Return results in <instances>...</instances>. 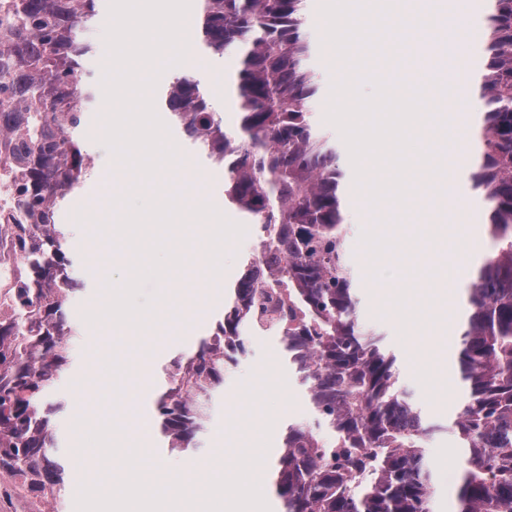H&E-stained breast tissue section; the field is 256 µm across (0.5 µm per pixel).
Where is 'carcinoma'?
<instances>
[{
    "label": "carcinoma",
    "instance_id": "cac0c4a2",
    "mask_svg": "<svg viewBox=\"0 0 512 512\" xmlns=\"http://www.w3.org/2000/svg\"><path fill=\"white\" fill-rule=\"evenodd\" d=\"M97 0H0V143L16 205L0 209L24 274L0 282V505L19 494L56 496L65 467L54 457L52 389L79 331L67 302L74 262L58 215L85 184L82 123L93 95L80 34ZM309 0H198L202 45L241 55L232 133L196 75L176 74L162 105L204 160L224 167V202L260 224L284 257L273 275L291 314L281 337L306 384L317 429L290 428L274 484L285 512H431L435 494L425 419L398 384L395 356L358 318L348 259L344 171L336 146L311 124L315 74L302 15ZM482 40L485 107L474 187L495 249L468 288L459 365L467 399L455 421L467 450L456 512H512V0H491ZM252 273L232 289L224 317L197 350L163 368L153 417L168 448L189 452L206 398L224 386V345L247 353Z\"/></svg>",
    "mask_w": 512,
    "mask_h": 512
}]
</instances>
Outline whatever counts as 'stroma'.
Listing matches in <instances>:
<instances>
[{
  "label": "stroma",
  "instance_id": "35a3bbf8",
  "mask_svg": "<svg viewBox=\"0 0 512 512\" xmlns=\"http://www.w3.org/2000/svg\"><path fill=\"white\" fill-rule=\"evenodd\" d=\"M320 4L321 0H312L304 15L312 46L310 65L318 76L311 122L337 146L346 170L349 188L344 214L359 316L364 325L382 334L383 347L396 358L400 385L428 419L440 426L427 448L436 489L432 512H455L464 451L457 446L454 421L464 391L454 363L458 328L469 307L463 289L443 287L440 279L452 271L469 278L474 265L463 242L475 241L482 253L494 248L485 203L472 187L471 177L477 171L475 146L462 142L456 147L457 157L467 165L458 179L460 200L447 201L432 184L415 183L406 206L386 200L371 207L365 192L354 184L346 143L326 119L332 83L344 69L323 43ZM487 11V6L476 5L475 0H434L431 26L417 29L398 53L373 66L388 80L424 88L432 113L424 122L428 134L435 131L439 118L451 127L480 123L479 115L451 111L450 99L452 93L463 90L468 74L489 61L480 39ZM238 66L234 54L203 53L193 29L187 33L182 65L165 69L157 87L165 89L180 69L192 70L214 111L232 128L238 116L230 109L225 87L232 84ZM94 93L96 101L86 113L84 128L91 175L59 213L60 223L70 228L67 248L76 257V275L84 282L67 304L69 319L80 327L82 338L69 353L66 377L54 389L55 398L66 405L54 427L58 458L68 470L60 512H101L98 478L108 470L113 485H121L130 458H155L172 471L191 473L220 452L224 455L220 470L230 484L238 473L239 458L252 448L265 449L264 462L252 474L250 491L244 495L229 492L228 499L236 503V512H282L271 478L277 450L289 425L311 426L315 420L306 387L289 365L278 337H249L248 354L225 373L224 388L212 400L195 451L164 448L151 415V404L162 389L163 368L194 351L206 330L222 318L229 287L246 272L256 249L252 233L226 243L218 274H210L187 249L180 269L163 279L146 281L137 304H145L147 296L155 293L175 299L172 308L155 311L150 326L139 329L87 320L88 314L100 312L107 302V283L125 282L133 262L131 249L97 235L95 224L114 222L122 212L115 199L140 182L102 143L103 118L109 107L103 88H95ZM428 134L419 138L420 148L432 147ZM170 138L179 160L163 167L147 185V192H181L189 210L203 203L223 207V169L200 159L181 133L171 132ZM106 424L125 437L126 450H108L98 432ZM76 448L82 449V460H75L72 451Z\"/></svg>",
  "mask_w": 512,
  "mask_h": 512
}]
</instances>
